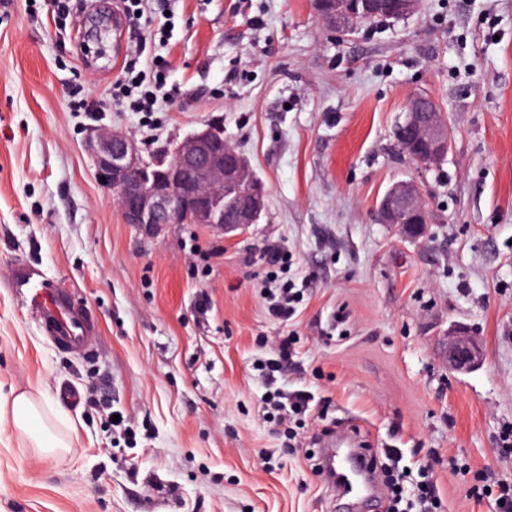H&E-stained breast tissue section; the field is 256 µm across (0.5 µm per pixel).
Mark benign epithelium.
<instances>
[{
    "instance_id": "1",
    "label": "benign epithelium",
    "mask_w": 512,
    "mask_h": 512,
    "mask_svg": "<svg viewBox=\"0 0 512 512\" xmlns=\"http://www.w3.org/2000/svg\"><path fill=\"white\" fill-rule=\"evenodd\" d=\"M379 0H363L361 11L318 0L327 28L350 32L379 15ZM421 0H397L385 21L402 20L418 13ZM451 128L434 100L412 96L399 128V150L425 166L438 164L451 146ZM97 182L112 192L123 220L155 236L163 224L185 221L205 224L231 237L258 223L265 210L266 191L251 179L246 159L219 137L211 126L194 131L176 142L147 152L124 134L96 129L87 138ZM244 191L248 201L241 207L224 203V191ZM383 224L419 237L427 224V210L412 182L393 184L378 209ZM448 367L460 373L483 364L480 343L468 327H448Z\"/></svg>"
}]
</instances>
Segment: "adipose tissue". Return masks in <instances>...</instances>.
<instances>
[{
  "instance_id": "adipose-tissue-1",
  "label": "adipose tissue",
  "mask_w": 512,
  "mask_h": 512,
  "mask_svg": "<svg viewBox=\"0 0 512 512\" xmlns=\"http://www.w3.org/2000/svg\"><path fill=\"white\" fill-rule=\"evenodd\" d=\"M4 418L41 455L53 456L73 446L70 435L58 431L42 402L27 393L0 396V420Z\"/></svg>"
}]
</instances>
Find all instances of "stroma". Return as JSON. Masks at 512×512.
Segmentation results:
<instances>
[{"mask_svg":"<svg viewBox=\"0 0 512 512\" xmlns=\"http://www.w3.org/2000/svg\"><path fill=\"white\" fill-rule=\"evenodd\" d=\"M123 14V0H78L63 19L0 0V394L62 410L74 441L44 457L0 423V512H351L307 459L324 427L399 470L435 451L445 512H495L470 487L477 471L512 484V0H422L347 35L313 0H171L118 40ZM142 42L177 91L151 114L112 98L117 47ZM417 93L454 132L436 166L398 150ZM208 124L264 184L259 222L232 238L124 223L90 131L154 149ZM399 181L422 192L423 238L378 219ZM196 244L222 255L194 265ZM270 245L287 265H267ZM17 262L88 309L89 352L17 306ZM272 280L300 291L290 321L267 312ZM453 323L481 344L479 369H449ZM288 334L276 385L313 401L284 420L262 368Z\"/></svg>","mask_w":512,"mask_h":512,"instance_id":"stroma-1","label":"stroma"}]
</instances>
